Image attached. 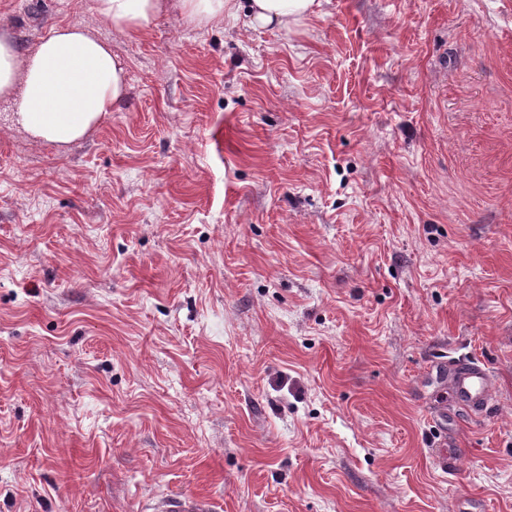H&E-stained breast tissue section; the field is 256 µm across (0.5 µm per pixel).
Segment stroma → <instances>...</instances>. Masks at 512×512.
<instances>
[{
    "mask_svg": "<svg viewBox=\"0 0 512 512\" xmlns=\"http://www.w3.org/2000/svg\"><path fill=\"white\" fill-rule=\"evenodd\" d=\"M54 26L128 89L67 144L0 97V512H512V0H0ZM169 0H96L97 14L109 21L112 28L124 34L146 30L167 11ZM176 8L184 19L197 20L199 22L224 19V12L238 15L240 7L238 0H176ZM320 4V0H248L243 27H274L287 31L300 19L313 14L314 7ZM451 380L455 399L471 409L482 408L492 394L488 370L476 361L463 359L456 362ZM159 512H213L211 501L199 495H183L165 501Z\"/></svg>",
    "mask_w": 512,
    "mask_h": 512,
    "instance_id": "stroma-1",
    "label": "stroma"
}]
</instances>
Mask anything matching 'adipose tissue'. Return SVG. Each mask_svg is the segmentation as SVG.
Returning <instances> with one entry per match:
<instances>
[{"label":"adipose tissue","instance_id":"1","mask_svg":"<svg viewBox=\"0 0 512 512\" xmlns=\"http://www.w3.org/2000/svg\"><path fill=\"white\" fill-rule=\"evenodd\" d=\"M317 0H177L181 17L212 21L243 14L247 28L289 29L312 14ZM167 0H95L97 14L117 32L146 30L167 11ZM19 92V117L34 136L58 143L82 138L127 92V73L110 46L70 26H54L35 52L19 58L12 40L0 36V96Z\"/></svg>","mask_w":512,"mask_h":512}]
</instances>
